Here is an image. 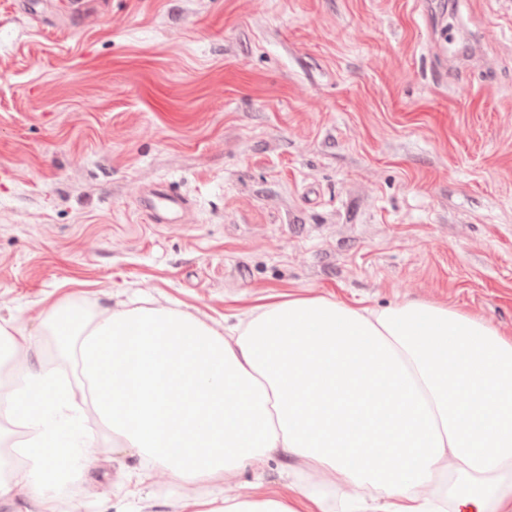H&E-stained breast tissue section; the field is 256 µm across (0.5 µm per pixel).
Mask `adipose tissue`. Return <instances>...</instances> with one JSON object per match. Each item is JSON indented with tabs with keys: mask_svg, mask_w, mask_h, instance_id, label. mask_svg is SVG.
I'll list each match as a JSON object with an SVG mask.
<instances>
[{
	"mask_svg": "<svg viewBox=\"0 0 512 512\" xmlns=\"http://www.w3.org/2000/svg\"><path fill=\"white\" fill-rule=\"evenodd\" d=\"M45 322L82 377L34 362L32 336L0 324V499L25 490L56 512L89 462V404L113 446L163 468L197 512H334L316 474L373 492L379 512H512V336L481 319L291 296L227 334L147 306L94 317L55 304ZM274 454L302 462L288 497L214 495L226 473Z\"/></svg>",
	"mask_w": 512,
	"mask_h": 512,
	"instance_id": "adipose-tissue-1",
	"label": "adipose tissue"
}]
</instances>
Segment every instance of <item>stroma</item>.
I'll return each mask as SVG.
<instances>
[{
  "label": "stroma",
  "instance_id": "1",
  "mask_svg": "<svg viewBox=\"0 0 512 512\" xmlns=\"http://www.w3.org/2000/svg\"><path fill=\"white\" fill-rule=\"evenodd\" d=\"M0 0V324L235 325L260 297L445 304L512 335V0ZM158 184L188 202L155 224ZM296 458L220 482L287 494ZM95 429L71 512H186Z\"/></svg>",
  "mask_w": 512,
  "mask_h": 512
}]
</instances>
